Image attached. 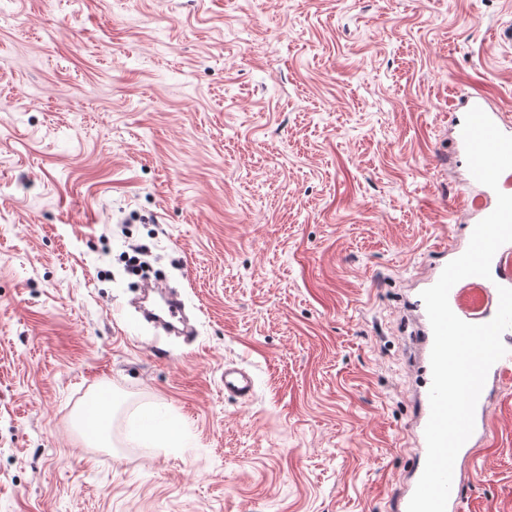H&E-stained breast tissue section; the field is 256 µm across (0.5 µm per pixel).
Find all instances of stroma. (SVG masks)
<instances>
[{
  "mask_svg": "<svg viewBox=\"0 0 512 512\" xmlns=\"http://www.w3.org/2000/svg\"><path fill=\"white\" fill-rule=\"evenodd\" d=\"M507 24L512 0H0V512H405L420 294L471 222L448 111L512 113ZM136 244L194 342L135 322ZM489 386L464 512H512V375ZM255 389V380L250 371L237 364L224 366V393L249 398ZM107 389L98 391L96 397L87 403L86 415L94 418L100 412L101 401L106 395ZM112 409V395L106 400L99 417L92 421L84 419L82 415L78 418V426L86 442L96 447H105L110 442V419L109 411Z\"/></svg>",
  "mask_w": 512,
  "mask_h": 512,
  "instance_id": "1",
  "label": "stroma"
}]
</instances>
